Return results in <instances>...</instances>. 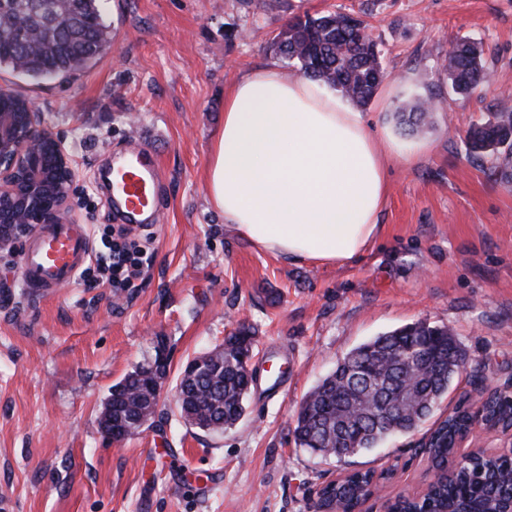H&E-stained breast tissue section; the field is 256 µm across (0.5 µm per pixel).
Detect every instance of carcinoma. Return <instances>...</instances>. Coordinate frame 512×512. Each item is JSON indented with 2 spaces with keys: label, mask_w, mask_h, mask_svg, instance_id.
<instances>
[{
  "label": "carcinoma",
  "mask_w": 512,
  "mask_h": 512,
  "mask_svg": "<svg viewBox=\"0 0 512 512\" xmlns=\"http://www.w3.org/2000/svg\"><path fill=\"white\" fill-rule=\"evenodd\" d=\"M32 0H0V68L35 80L66 78L87 68L110 42L102 17L101 0H42L50 23L31 12ZM363 20L336 10L320 16L294 17L273 41L275 51L298 65L303 76L335 90L356 108L370 104L384 78L381 50L360 34ZM452 91L471 96L489 82L482 51L467 40L453 44L443 64ZM428 100L417 99L400 111V124L409 133L424 129L431 116ZM469 154L502 161L496 170L512 179V102L497 100L492 119L473 125L466 134ZM254 336L244 324L232 331L228 346L211 351L213 357L194 379H180L177 400L181 416L195 420L207 432H222L245 415L249 372L245 358ZM462 359L452 332L445 326L416 322L363 343L339 362L336 373L312 388L295 417L294 442L322 458L337 457L336 436L357 443L355 452L372 447L389 429H417L432 408L448 393ZM139 366L112 385L103 402L98 424L101 433L110 414L115 426L140 416L155 415L159 398L141 379ZM469 415L456 404L430 433L429 451L440 468L456 454L468 428ZM369 473L355 472L341 483L322 490L343 512H352ZM512 496V457L480 455L433 482L419 500L401 498L392 504L400 512H443L477 501L483 512H497Z\"/></svg>",
  "instance_id": "cac0c4a2"
}]
</instances>
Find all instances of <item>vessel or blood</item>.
<instances>
[{"instance_id":"vessel-or-blood-1","label":"vessel or blood","mask_w":512,"mask_h":512,"mask_svg":"<svg viewBox=\"0 0 512 512\" xmlns=\"http://www.w3.org/2000/svg\"><path fill=\"white\" fill-rule=\"evenodd\" d=\"M107 180L112 206L122 223L137 230L145 223H156L159 171L152 149L143 146L113 161ZM90 255L85 225L67 219L38 225L20 254L21 280L33 293L51 294L72 284Z\"/></svg>"}]
</instances>
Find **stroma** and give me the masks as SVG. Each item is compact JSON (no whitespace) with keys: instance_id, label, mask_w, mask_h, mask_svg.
Wrapping results in <instances>:
<instances>
[{"instance_id":"obj_1","label":"stroma","mask_w":512,"mask_h":512,"mask_svg":"<svg viewBox=\"0 0 512 512\" xmlns=\"http://www.w3.org/2000/svg\"><path fill=\"white\" fill-rule=\"evenodd\" d=\"M340 8L364 13L387 72L365 121L429 148L390 160L382 231L359 258L285 262L225 224L204 169L225 90L259 67L297 75L275 36L294 16ZM102 12L112 39L88 68L40 84L1 70L0 89L29 99L71 155L66 215L88 225L93 247L112 225L98 162L135 139L158 158L159 222L138 232L147 261L119 291L77 280L38 297L19 251L0 250V512H311L319 488L354 469L391 472L371 512L421 491L424 430L339 462L296 447L294 419L350 350L418 321L450 328L467 367L436 416L478 383L512 385V183L464 141L497 83L512 81V0H104ZM459 39L481 43L486 93L455 95L441 73ZM419 96L441 107L411 135L396 110ZM242 322L256 332L247 414L221 433L190 426L179 375ZM159 341L169 370L156 414L113 445L101 405Z\"/></svg>"}]
</instances>
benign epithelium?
I'll use <instances>...</instances> for the list:
<instances>
[{"instance_id":"benign-epithelium-1","label":"benign epithelium","mask_w":512,"mask_h":512,"mask_svg":"<svg viewBox=\"0 0 512 512\" xmlns=\"http://www.w3.org/2000/svg\"><path fill=\"white\" fill-rule=\"evenodd\" d=\"M76 171L61 141L39 128L35 112H10L0 105V249L13 250L38 224H55L68 209ZM167 358L157 359L142 375L156 394L166 378Z\"/></svg>"}]
</instances>
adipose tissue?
<instances>
[{"label":"adipose tissue","mask_w":512,"mask_h":512,"mask_svg":"<svg viewBox=\"0 0 512 512\" xmlns=\"http://www.w3.org/2000/svg\"><path fill=\"white\" fill-rule=\"evenodd\" d=\"M425 148L378 139L322 84L266 66L225 91L204 178L211 205L256 248L337 265L381 231L387 157L408 163Z\"/></svg>","instance_id":"adipose-tissue-1"}]
</instances>
